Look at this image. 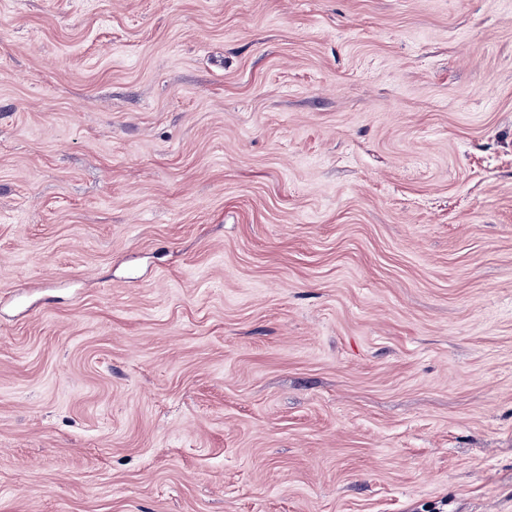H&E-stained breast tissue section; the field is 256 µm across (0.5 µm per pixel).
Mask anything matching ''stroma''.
Returning a JSON list of instances; mask_svg holds the SVG:
<instances>
[{
	"mask_svg": "<svg viewBox=\"0 0 512 512\" xmlns=\"http://www.w3.org/2000/svg\"><path fill=\"white\" fill-rule=\"evenodd\" d=\"M0 512H512V0H0Z\"/></svg>",
	"mask_w": 512,
	"mask_h": 512,
	"instance_id": "obj_1",
	"label": "stroma"
}]
</instances>
